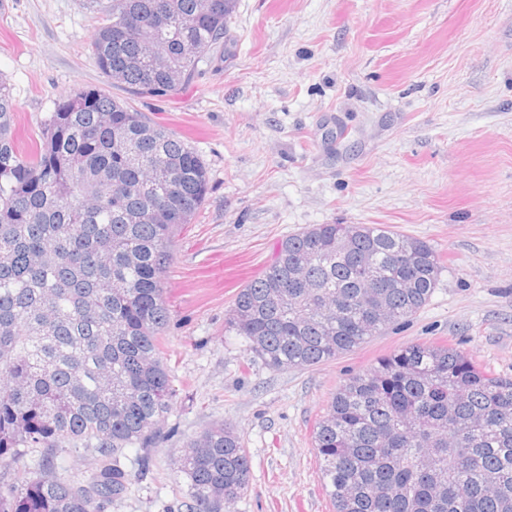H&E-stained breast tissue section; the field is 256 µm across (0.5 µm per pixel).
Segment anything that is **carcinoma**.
<instances>
[{"mask_svg": "<svg viewBox=\"0 0 512 512\" xmlns=\"http://www.w3.org/2000/svg\"><path fill=\"white\" fill-rule=\"evenodd\" d=\"M90 0L119 19L90 47L106 79L167 98L227 40L238 0ZM155 53L164 64L149 67ZM0 78V512H107L126 448H154L177 396L161 356L176 232L209 190L183 139L99 89L61 97L29 147ZM442 271L427 242L381 224H315L281 241L224 327L274 370L307 368L408 321ZM334 512H512V379L412 343L350 376L313 432ZM96 476L60 477L64 452ZM185 512H228L251 484L237 432L216 422L179 460ZM57 462L59 474L69 480L88 482L98 469L96 457L90 453H63Z\"/></svg>", "mask_w": 512, "mask_h": 512, "instance_id": "obj_1", "label": "carcinoma"}]
</instances>
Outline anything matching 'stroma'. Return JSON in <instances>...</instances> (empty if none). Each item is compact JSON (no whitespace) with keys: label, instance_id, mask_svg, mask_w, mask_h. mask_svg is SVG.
<instances>
[{"label":"stroma","instance_id":"35a3bbf8","mask_svg":"<svg viewBox=\"0 0 512 512\" xmlns=\"http://www.w3.org/2000/svg\"><path fill=\"white\" fill-rule=\"evenodd\" d=\"M87 0H0V73L29 141L57 100L97 88L185 139L210 190L175 239L164 351L178 395L109 512H167L187 440L233 425L251 485L231 512H333L312 431L350 376L411 343L512 379V0H239L231 51L162 100L110 84ZM384 224L430 243L439 283L411 320L305 369L251 360L224 319L279 242Z\"/></svg>","mask_w":512,"mask_h":512}]
</instances>
